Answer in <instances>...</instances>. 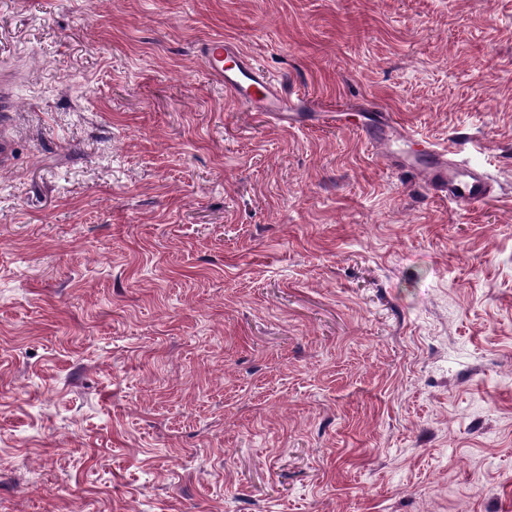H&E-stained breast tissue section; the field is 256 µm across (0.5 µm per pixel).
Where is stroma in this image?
<instances>
[{"mask_svg":"<svg viewBox=\"0 0 512 512\" xmlns=\"http://www.w3.org/2000/svg\"><path fill=\"white\" fill-rule=\"evenodd\" d=\"M0 66V512H512V0H0ZM205 70L224 83L225 91L241 107L270 112L296 125L313 120L310 116L325 112H308V103L295 98L283 83L258 68L253 59L235 41L213 37L200 50ZM14 112L11 100L1 91L0 95V164L6 166L11 157V138L9 130L11 129V116ZM361 130L365 138L375 147L382 160L389 161L384 146L391 134L397 133L407 141H416L412 158L404 163L409 170L416 173L424 187L439 198H448L456 205L478 206L495 196L493 181L483 172L474 168L455 167L447 147H440L435 142L414 137L400 127L389 112L369 110L364 116Z\"/></svg>","mask_w":512,"mask_h":512,"instance_id":"1","label":"stroma"}]
</instances>
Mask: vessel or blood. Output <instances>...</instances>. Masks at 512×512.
<instances>
[{"label": "vessel or blood", "instance_id": "1", "mask_svg": "<svg viewBox=\"0 0 512 512\" xmlns=\"http://www.w3.org/2000/svg\"><path fill=\"white\" fill-rule=\"evenodd\" d=\"M205 70L220 80L225 91L241 107L272 113L296 125L306 124L309 117L305 99L292 96L286 86L258 68L252 58L235 41L214 37L200 50ZM13 106L8 97L0 95V164L11 157V116ZM361 130L378 157H385L384 146L391 134L403 140H415L416 148L407 167L416 173L424 187L433 195L466 206H478L495 195L492 180L483 172L455 167L447 148L420 137L412 138L400 128L390 113L368 111Z\"/></svg>", "mask_w": 512, "mask_h": 512}]
</instances>
